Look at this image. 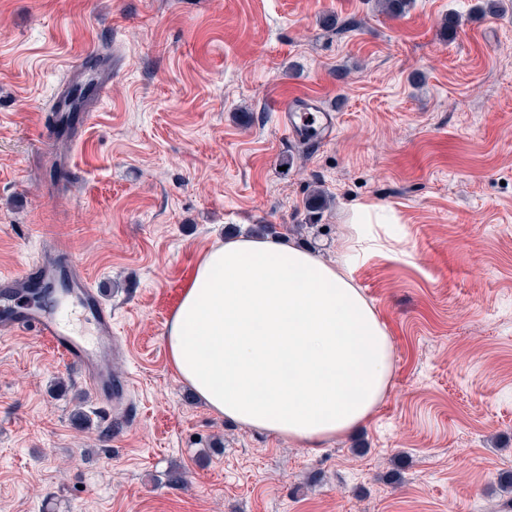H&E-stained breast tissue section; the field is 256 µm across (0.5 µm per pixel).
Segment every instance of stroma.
Segmentation results:
<instances>
[{"instance_id":"35a3bbf8","label":"stroma","mask_w":512,"mask_h":512,"mask_svg":"<svg viewBox=\"0 0 512 512\" xmlns=\"http://www.w3.org/2000/svg\"><path fill=\"white\" fill-rule=\"evenodd\" d=\"M480 0H0V272L68 253L112 309L124 404L0 335V512H500L512 498V11ZM459 27L444 29L448 15ZM114 77L46 171L66 71ZM334 106L305 146L277 102ZM328 204L305 228L306 199ZM392 342L389 388L320 450L207 409L167 322L200 255L255 224L339 262ZM87 416L76 426L75 413Z\"/></svg>"}]
</instances>
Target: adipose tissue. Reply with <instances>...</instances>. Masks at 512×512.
I'll return each mask as SVG.
<instances>
[{"label":"adipose tissue","instance_id":"adipose-tissue-1","mask_svg":"<svg viewBox=\"0 0 512 512\" xmlns=\"http://www.w3.org/2000/svg\"><path fill=\"white\" fill-rule=\"evenodd\" d=\"M386 221L358 207L339 265L282 238L209 247L167 323L177 374L243 427L310 448L348 434L373 412L393 370L386 327L346 266L364 246L361 226Z\"/></svg>","mask_w":512,"mask_h":512}]
</instances>
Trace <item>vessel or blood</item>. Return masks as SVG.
<instances>
[{"label": "vessel or blood", "mask_w": 512, "mask_h": 512, "mask_svg": "<svg viewBox=\"0 0 512 512\" xmlns=\"http://www.w3.org/2000/svg\"><path fill=\"white\" fill-rule=\"evenodd\" d=\"M281 123L295 138L327 139L336 126V118L313 97L299 96L282 101L277 106ZM55 267L45 264L26 268L18 273H0V298L10 299L24 293L42 280L56 276ZM72 293L82 318L93 325L95 340H87L75 333L68 321L57 310L44 307L5 308L0 313V333H30L48 341L71 365L81 371L85 382L106 404L117 402L125 382L106 367L104 360L112 352V309L87 284L78 264L66 270Z\"/></svg>", "instance_id": "b4317fda"}]
</instances>
